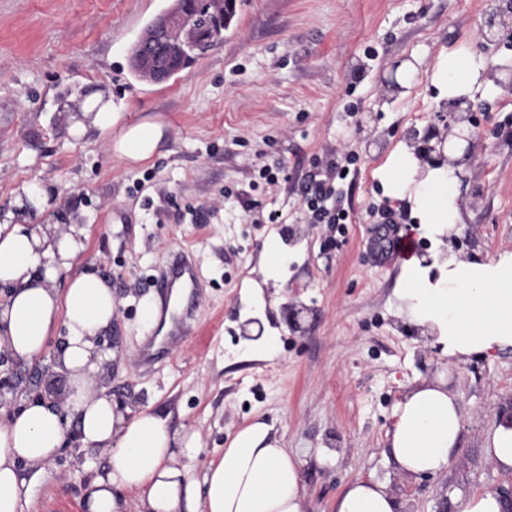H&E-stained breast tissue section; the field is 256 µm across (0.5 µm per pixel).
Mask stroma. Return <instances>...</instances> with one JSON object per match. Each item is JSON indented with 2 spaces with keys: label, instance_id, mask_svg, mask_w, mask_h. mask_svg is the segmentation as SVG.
<instances>
[{
  "label": "stroma",
  "instance_id": "stroma-1",
  "mask_svg": "<svg viewBox=\"0 0 512 512\" xmlns=\"http://www.w3.org/2000/svg\"><path fill=\"white\" fill-rule=\"evenodd\" d=\"M166 0H0V213L48 227H79L84 270L112 287L115 314L101 335L112 364L104 385L120 409L151 410L198 432L192 462L202 477L236 434L262 421L301 468L305 512H332L349 482L371 478L405 512H439L458 492L512 488L484 441L512 411V351L447 359L398 314L399 260L377 261L371 238L383 216L435 242L407 200L378 174L402 143L421 145L451 121L425 73L441 47L457 45L512 67V36L485 45L477 22L488 0H237L223 41L169 80L128 75V50ZM412 64L409 87L390 82ZM482 137L459 183L458 257L512 251V90L490 83L466 100ZM127 124L161 125L153 154L135 163L93 127L101 107ZM86 124L75 135L76 123ZM348 164L334 188L347 224L308 221L310 175ZM277 174L259 179L260 169ZM44 190L38 211L22 188ZM279 212V223L268 221ZM292 235H284V228ZM285 262L258 299H245L265 244ZM198 260L187 336L150 367L139 353L152 324L156 278L180 249ZM302 311L304 332L283 307ZM63 330L31 363H0V420L29 401H61L55 370ZM444 380L464 410L447 472L408 477L387 448L396 406L421 380ZM104 449L66 442L35 479L27 512H82Z\"/></svg>",
  "mask_w": 512,
  "mask_h": 512
}]
</instances>
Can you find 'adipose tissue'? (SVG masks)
Listing matches in <instances>:
<instances>
[{"label": "adipose tissue", "mask_w": 512, "mask_h": 512, "mask_svg": "<svg viewBox=\"0 0 512 512\" xmlns=\"http://www.w3.org/2000/svg\"><path fill=\"white\" fill-rule=\"evenodd\" d=\"M439 99L459 98L481 87L484 60L454 46L441 49L431 68ZM121 113L99 112L95 125L120 127L119 156L149 158L162 136L159 124L121 127ZM460 165H420L413 150L400 147L388 159V195L408 199L423 229L444 234L461 221L457 186ZM85 245L80 231L49 233L41 225L0 221V283L11 292L0 303V349L30 363L56 327L65 336L56 359L68 392L62 403H29L0 420V512H24L32 479L56 456L69 429L83 447L108 450L107 463L86 489V512H127L118 489L139 493L138 512H303L304 486L298 461L269 426L253 422L240 430L222 459L202 479L191 475L200 445L197 434L173 426L150 410L126 416L99 379L109 360L96 338L115 313L111 287L97 273L79 270ZM431 277L422 258L404 263L399 295L410 321L428 330L442 355L458 361L512 349V252L485 262L455 257ZM65 289H58V281ZM463 413L444 381H424L399 401L389 451L409 476L447 471L459 443ZM29 476H22L19 465ZM333 512H400L392 492L376 480L351 481Z\"/></svg>", "instance_id": "ef3b65f1"}]
</instances>
